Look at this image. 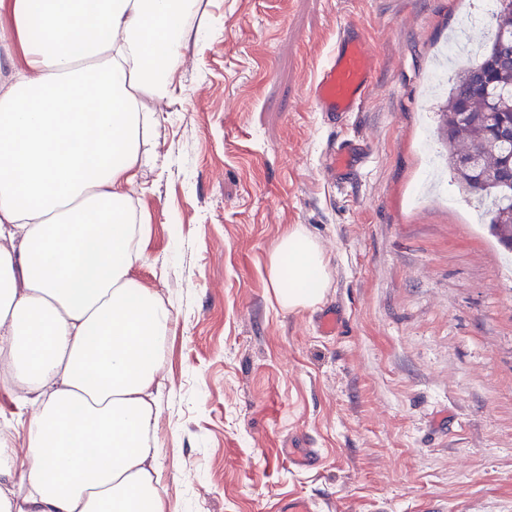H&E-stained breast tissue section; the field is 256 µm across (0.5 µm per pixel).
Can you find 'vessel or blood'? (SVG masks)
I'll return each mask as SVG.
<instances>
[{"label": "vessel or blood", "instance_id": "b4317fda", "mask_svg": "<svg viewBox=\"0 0 512 512\" xmlns=\"http://www.w3.org/2000/svg\"><path fill=\"white\" fill-rule=\"evenodd\" d=\"M376 72L370 38L362 27L347 22L336 47L310 85L307 98L329 125L344 126L351 113L361 111L367 101ZM356 151L351 139H343L327 158L331 175H344L353 165Z\"/></svg>", "mask_w": 512, "mask_h": 512}]
</instances>
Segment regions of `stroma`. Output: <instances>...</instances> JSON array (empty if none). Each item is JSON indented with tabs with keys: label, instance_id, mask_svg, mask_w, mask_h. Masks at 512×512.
Masks as SVG:
<instances>
[{
	"label": "stroma",
	"instance_id": "1",
	"mask_svg": "<svg viewBox=\"0 0 512 512\" xmlns=\"http://www.w3.org/2000/svg\"><path fill=\"white\" fill-rule=\"evenodd\" d=\"M470 0H193L133 204L137 278L173 306L156 417L166 512H512V264L457 195L421 190L436 54ZM375 83L345 129L306 91L343 24ZM359 146L346 183L323 168ZM301 224L332 268L323 307L279 311L267 255ZM314 448L313 466L269 467Z\"/></svg>",
	"mask_w": 512,
	"mask_h": 512
}]
</instances>
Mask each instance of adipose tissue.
<instances>
[{
    "instance_id": "1",
    "label": "adipose tissue",
    "mask_w": 512,
    "mask_h": 512,
    "mask_svg": "<svg viewBox=\"0 0 512 512\" xmlns=\"http://www.w3.org/2000/svg\"><path fill=\"white\" fill-rule=\"evenodd\" d=\"M0 0L25 66L0 90V512H166L155 414L170 303L133 270L131 206L176 92L188 0ZM284 312L320 304L329 261L304 225L267 263Z\"/></svg>"
}]
</instances>
